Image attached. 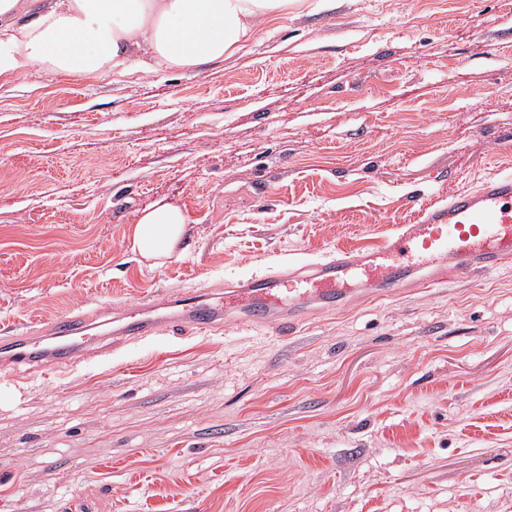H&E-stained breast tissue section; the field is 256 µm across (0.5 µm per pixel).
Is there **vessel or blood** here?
<instances>
[{
	"mask_svg": "<svg viewBox=\"0 0 512 512\" xmlns=\"http://www.w3.org/2000/svg\"><path fill=\"white\" fill-rule=\"evenodd\" d=\"M512 261V175L482 182L454 194L447 205L422 215L419 223L396 225L380 244L340 248L313 263L309 272L282 269L239 281L222 298L185 289L139 304L112 319L111 336L120 343L166 331L208 333L233 320L288 335L309 306L334 309L348 301L349 282L380 277L385 293L428 288L448 274L466 276ZM81 316L53 319L33 336L0 341V366H63L82 353V341L94 329Z\"/></svg>",
	"mask_w": 512,
	"mask_h": 512,
	"instance_id": "obj_1",
	"label": "vessel or blood"
}]
</instances>
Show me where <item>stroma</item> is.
<instances>
[{
  "label": "stroma",
  "mask_w": 512,
  "mask_h": 512,
  "mask_svg": "<svg viewBox=\"0 0 512 512\" xmlns=\"http://www.w3.org/2000/svg\"><path fill=\"white\" fill-rule=\"evenodd\" d=\"M499 171L512 0H308L218 68L0 78V339L381 242ZM166 203L151 267L126 231ZM0 512H512V263L0 368ZM188 219L181 208L157 205L139 217L136 224L128 227L126 238L131 242L132 251H138L146 260H153L150 266H160L182 242Z\"/></svg>",
  "instance_id": "1"
}]
</instances>
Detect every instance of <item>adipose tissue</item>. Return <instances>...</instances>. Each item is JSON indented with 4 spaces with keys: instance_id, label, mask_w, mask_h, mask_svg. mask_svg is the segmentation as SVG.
Returning a JSON list of instances; mask_svg holds the SVG:
<instances>
[{
    "instance_id": "1",
    "label": "adipose tissue",
    "mask_w": 512,
    "mask_h": 512,
    "mask_svg": "<svg viewBox=\"0 0 512 512\" xmlns=\"http://www.w3.org/2000/svg\"><path fill=\"white\" fill-rule=\"evenodd\" d=\"M304 0H0V77L42 68L77 81L158 65L200 68L224 62L255 40L263 21ZM181 208L155 206L126 237L162 265L186 233Z\"/></svg>"
}]
</instances>
